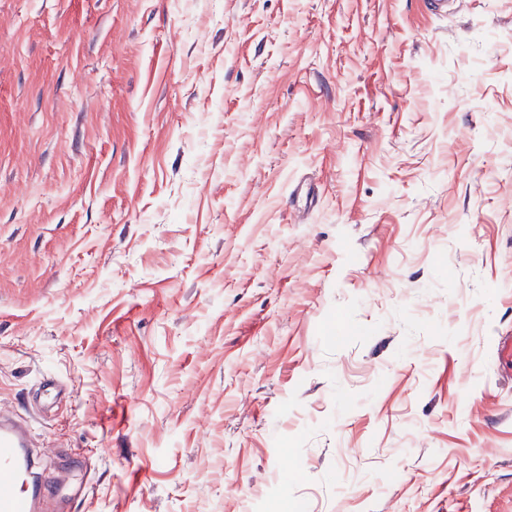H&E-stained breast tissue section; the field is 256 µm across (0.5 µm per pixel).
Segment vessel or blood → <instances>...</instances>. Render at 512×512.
Returning <instances> with one entry per match:
<instances>
[{"label": "vessel or blood", "instance_id": "vessel-or-blood-1", "mask_svg": "<svg viewBox=\"0 0 512 512\" xmlns=\"http://www.w3.org/2000/svg\"><path fill=\"white\" fill-rule=\"evenodd\" d=\"M36 434L29 423L0 407V512H38L41 503L54 499L60 512L70 501L62 492L74 477L71 464H64L51 474L33 470L29 455L37 447Z\"/></svg>", "mask_w": 512, "mask_h": 512}]
</instances>
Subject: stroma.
<instances>
[{"mask_svg":"<svg viewBox=\"0 0 512 512\" xmlns=\"http://www.w3.org/2000/svg\"><path fill=\"white\" fill-rule=\"evenodd\" d=\"M503 336L512 0H0V404L70 512H512Z\"/></svg>","mask_w":512,"mask_h":512,"instance_id":"35a3bbf8","label":"stroma"}]
</instances>
